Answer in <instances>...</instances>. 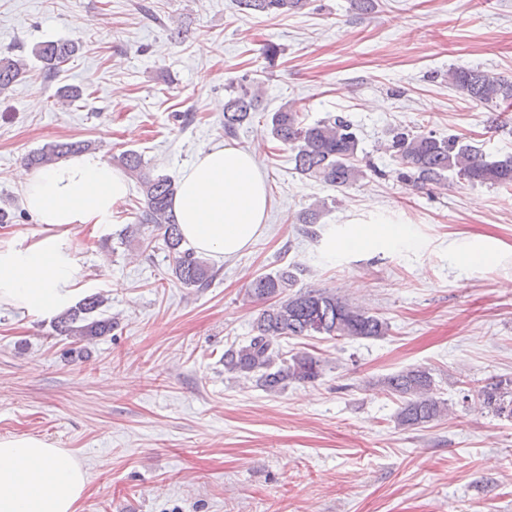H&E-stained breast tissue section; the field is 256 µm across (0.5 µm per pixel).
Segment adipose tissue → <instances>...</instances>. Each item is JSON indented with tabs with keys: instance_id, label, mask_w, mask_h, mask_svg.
<instances>
[{
	"instance_id": "ef3b65f1",
	"label": "adipose tissue",
	"mask_w": 512,
	"mask_h": 512,
	"mask_svg": "<svg viewBox=\"0 0 512 512\" xmlns=\"http://www.w3.org/2000/svg\"><path fill=\"white\" fill-rule=\"evenodd\" d=\"M22 205L42 226L39 239L0 242V305L51 319L81 296L74 237L107 221L129 183L99 156L84 153L36 172L20 171ZM270 199L252 153L224 144L187 166L173 198L185 241L215 258L248 247L264 226ZM88 473L66 450L34 436L0 438V512H78Z\"/></svg>"
}]
</instances>
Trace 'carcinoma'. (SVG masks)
Segmentation results:
<instances>
[{"instance_id": "1", "label": "carcinoma", "mask_w": 512, "mask_h": 512, "mask_svg": "<svg viewBox=\"0 0 512 512\" xmlns=\"http://www.w3.org/2000/svg\"><path fill=\"white\" fill-rule=\"evenodd\" d=\"M246 13L279 15L299 11L307 0H235ZM79 50L73 40H49L34 48V56L45 72L54 74ZM24 62L0 58V93L17 81ZM448 84L471 102L495 110L512 107V81L499 75L465 67L448 69ZM84 90L65 85L57 90L58 101L70 105L83 98ZM259 108L255 84L242 80L239 89L224 104V134L233 136ZM268 134L288 147L295 173L339 190L348 189L369 169L384 175L373 164L359 163V139L352 122L343 115L305 123L296 103L280 106L268 116ZM85 141L49 144L29 154L31 167H46L89 149ZM385 151L399 163L395 170L400 182L418 188L441 185L453 176L471 185H489L512 191V154L488 161L479 148L456 135L441 137L433 132L403 129L384 144ZM118 164L136 179L143 209L137 224H152L161 231L162 250L172 257V277L185 288L203 289L215 277L213 269L195 251L185 247L179 224L172 210L177 184L163 174L145 170L142 156L129 150L117 157ZM299 268L284 266L252 278L246 298L262 306L253 322L254 335L224 351V372L238 380L252 381L267 392H278L291 382L313 383L322 374L321 361L307 352L286 356L280 339L316 338L336 340L377 339L389 334V322L369 309L354 306L327 289L292 291ZM106 299L95 294L80 300L53 319L57 335L75 341L92 340L112 332L115 318L100 312ZM386 390L399 401L395 414L404 429L423 427L449 415L452 409L436 395L431 371L418 366L382 379ZM475 404L498 418H512V379L499 376L476 391Z\"/></svg>"}]
</instances>
